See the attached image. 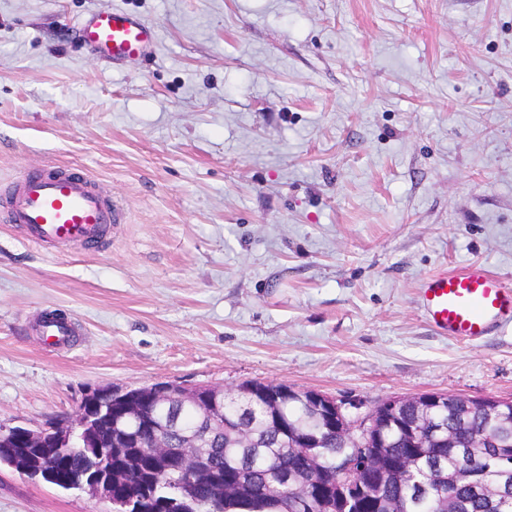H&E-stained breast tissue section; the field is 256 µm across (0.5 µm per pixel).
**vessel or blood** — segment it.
Here are the masks:
<instances>
[{
	"instance_id": "vessel-or-blood-1",
	"label": "vessel or blood",
	"mask_w": 512,
	"mask_h": 512,
	"mask_svg": "<svg viewBox=\"0 0 512 512\" xmlns=\"http://www.w3.org/2000/svg\"><path fill=\"white\" fill-rule=\"evenodd\" d=\"M86 48L121 61L141 55L156 41L154 26L127 13L97 12L83 24ZM0 208L8 221L22 225L35 243L96 245L121 211L115 199L103 195L88 172L70 167L37 170L14 180ZM426 318L449 336L475 340L512 323V286L478 264L430 275L421 287ZM73 326L59 316L44 317L40 334L58 344L71 336Z\"/></svg>"
}]
</instances>
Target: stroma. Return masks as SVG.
I'll return each mask as SVG.
<instances>
[{"label": "stroma", "instance_id": "35a3bbf8", "mask_svg": "<svg viewBox=\"0 0 512 512\" xmlns=\"http://www.w3.org/2000/svg\"><path fill=\"white\" fill-rule=\"evenodd\" d=\"M100 9L155 44L94 56ZM47 164L126 221L94 251L0 221L1 424L156 383L512 398L511 324L420 307L440 269L512 284V0H0V184ZM110 509L0 465V512ZM73 326L57 315L45 316L40 327V336L46 341L54 344L61 343L63 340L72 336Z\"/></svg>", "mask_w": 512, "mask_h": 512}]
</instances>
